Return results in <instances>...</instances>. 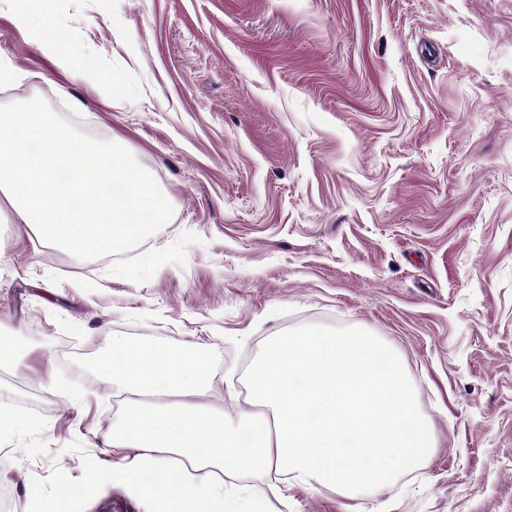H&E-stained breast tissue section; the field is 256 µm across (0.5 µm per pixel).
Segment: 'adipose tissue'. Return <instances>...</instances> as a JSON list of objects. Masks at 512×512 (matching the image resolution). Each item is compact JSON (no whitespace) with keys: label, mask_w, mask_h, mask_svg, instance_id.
<instances>
[{"label":"adipose tissue","mask_w":512,"mask_h":512,"mask_svg":"<svg viewBox=\"0 0 512 512\" xmlns=\"http://www.w3.org/2000/svg\"><path fill=\"white\" fill-rule=\"evenodd\" d=\"M101 370L126 404L106 443L138 451L109 478L150 500L154 512H237L206 469L255 472L284 462L300 480L349 493L384 488L399 466L421 465L431 453L404 368L366 336L311 330L271 340L249 386L272 417H246L234 428L196 401L211 370L195 345L123 338Z\"/></svg>","instance_id":"adipose-tissue-1"}]
</instances>
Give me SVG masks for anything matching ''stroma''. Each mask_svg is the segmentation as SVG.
I'll return each mask as SVG.
<instances>
[{
    "mask_svg": "<svg viewBox=\"0 0 512 512\" xmlns=\"http://www.w3.org/2000/svg\"><path fill=\"white\" fill-rule=\"evenodd\" d=\"M1 64L0 105L124 147L175 212L90 261L0 219V405L34 422L0 437V512L134 458L104 443L114 339L198 344L220 371L198 401L234 424L268 413L266 344L311 329L400 360L429 461L351 496L283 466L226 489L255 512H512V0H0ZM74 512L151 506L110 484Z\"/></svg>",
    "mask_w": 512,
    "mask_h": 512,
    "instance_id": "1",
    "label": "stroma"
}]
</instances>
